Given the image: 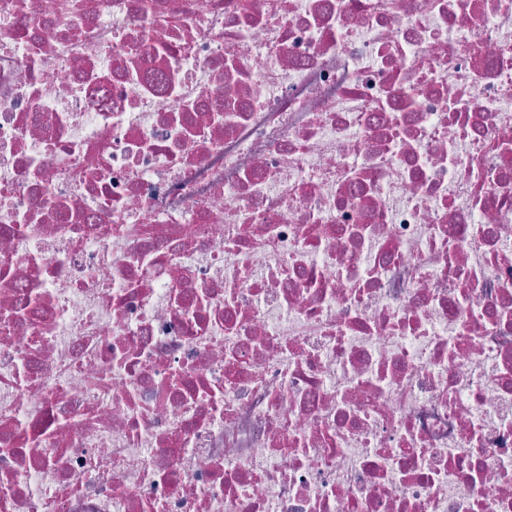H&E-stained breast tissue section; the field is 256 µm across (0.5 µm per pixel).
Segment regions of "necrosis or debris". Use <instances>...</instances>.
Here are the masks:
<instances>
[{
  "instance_id": "obj_1",
  "label": "necrosis or debris",
  "mask_w": 512,
  "mask_h": 512,
  "mask_svg": "<svg viewBox=\"0 0 512 512\" xmlns=\"http://www.w3.org/2000/svg\"><path fill=\"white\" fill-rule=\"evenodd\" d=\"M0 0V512H512V0Z\"/></svg>"
}]
</instances>
